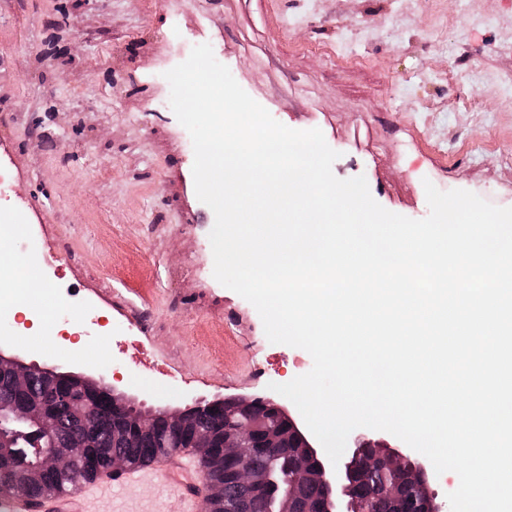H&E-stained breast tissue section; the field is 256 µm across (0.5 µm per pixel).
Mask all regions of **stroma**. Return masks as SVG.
<instances>
[{
	"mask_svg": "<svg viewBox=\"0 0 512 512\" xmlns=\"http://www.w3.org/2000/svg\"><path fill=\"white\" fill-rule=\"evenodd\" d=\"M203 43L276 121L320 129L334 175L365 177L388 211L426 218L428 181L512 207V0H0L7 251L58 253L80 293L45 276L53 312L112 323L84 349H8L119 374L148 407L265 395L313 366L213 276L210 208L165 78ZM172 498L113 486L98 507L171 512Z\"/></svg>",
	"mask_w": 512,
	"mask_h": 512,
	"instance_id": "1",
	"label": "stroma"
}]
</instances>
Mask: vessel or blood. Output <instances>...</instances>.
I'll return each mask as SVG.
<instances>
[{"label": "vessel or blood", "instance_id": "vessel-or-blood-1", "mask_svg": "<svg viewBox=\"0 0 512 512\" xmlns=\"http://www.w3.org/2000/svg\"><path fill=\"white\" fill-rule=\"evenodd\" d=\"M195 472L196 465L190 457L172 452L155 457L147 466L126 471L117 481L131 492L148 480L170 486L175 500L173 512H203V503L192 484ZM91 501L85 493H64L47 497L34 507L19 497L12 501L9 512H92Z\"/></svg>", "mask_w": 512, "mask_h": 512}]
</instances>
